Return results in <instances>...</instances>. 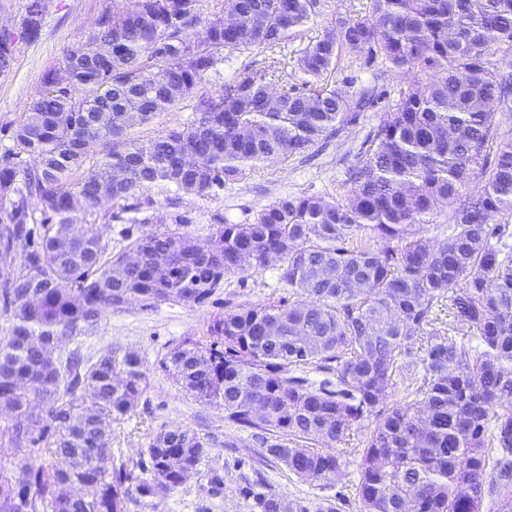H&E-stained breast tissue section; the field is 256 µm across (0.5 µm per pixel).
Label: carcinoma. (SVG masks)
Returning a JSON list of instances; mask_svg holds the SVG:
<instances>
[{"mask_svg": "<svg viewBox=\"0 0 512 512\" xmlns=\"http://www.w3.org/2000/svg\"><path fill=\"white\" fill-rule=\"evenodd\" d=\"M325 7L119 0L43 75L0 154V512H128L202 467L222 492L208 461L216 438L194 429L161 428L134 465L115 462L112 422L144 392L145 363L64 345L113 308L200 305L228 277L272 264L266 300L226 303L209 341L172 346L159 368L229 424L260 431L262 457L300 480L325 485L360 456L358 512H512V228L490 223L512 216V139L490 105L512 96V71L489 60L512 47V0H369L362 17L337 12L295 58L290 84L282 50ZM46 10L29 0L18 27L0 29L1 75L19 44L39 40ZM345 48L381 57L405 83L342 198L283 197L250 223L217 225L204 248L165 227L186 219L162 214L133 219L163 229L116 250L97 224L73 241L72 221L106 197L118 204L158 184L208 197L332 136L374 102L352 80L328 84ZM223 50L264 59L201 98L187 125L130 136L187 98ZM445 205L448 234L425 236ZM445 302L451 336L436 328ZM310 370L325 378L309 382ZM417 377L408 401L391 402ZM241 493L250 512H337Z\"/></svg>", "mask_w": 512, "mask_h": 512, "instance_id": "1", "label": "carcinoma"}]
</instances>
